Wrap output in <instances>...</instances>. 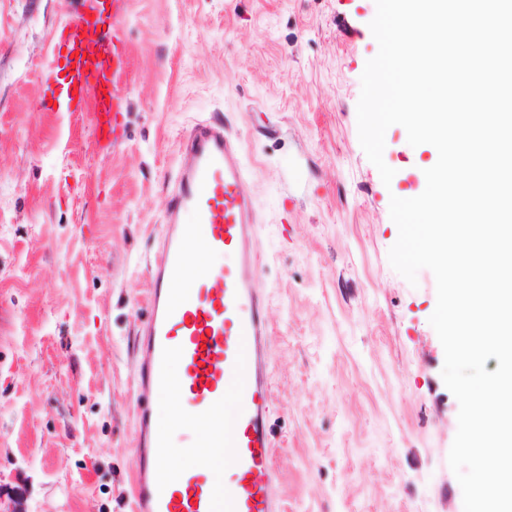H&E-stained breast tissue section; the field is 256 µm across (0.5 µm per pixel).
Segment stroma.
<instances>
[{"label":"stroma","mask_w":512,"mask_h":512,"mask_svg":"<svg viewBox=\"0 0 512 512\" xmlns=\"http://www.w3.org/2000/svg\"><path fill=\"white\" fill-rule=\"evenodd\" d=\"M75 0H0V498L20 512H131L148 263L198 121H227L258 212L269 429L282 512H458L459 404L429 319L430 270L391 265L390 197L432 145L358 135L375 0H126L121 145L33 109Z\"/></svg>","instance_id":"35a3bbf8"}]
</instances>
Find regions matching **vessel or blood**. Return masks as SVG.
Instances as JSON below:
<instances>
[{"label":"vessel or blood","instance_id":"b4317fda","mask_svg":"<svg viewBox=\"0 0 512 512\" xmlns=\"http://www.w3.org/2000/svg\"><path fill=\"white\" fill-rule=\"evenodd\" d=\"M125 0H80L54 38L64 61L42 73L39 108L89 117L100 151L116 148L128 107L130 57ZM189 158L168 201L166 224L149 264L151 314L142 330L139 385L161 398L186 395L176 422L204 428L207 445L234 451L220 479L195 451L179 470L160 463L170 436L150 406L137 414L135 512H281L268 429L267 302L254 280L259 225L241 185L246 170L230 125L196 123L181 143ZM234 414L220 425L225 401Z\"/></svg>","mask_w":512,"mask_h":512}]
</instances>
